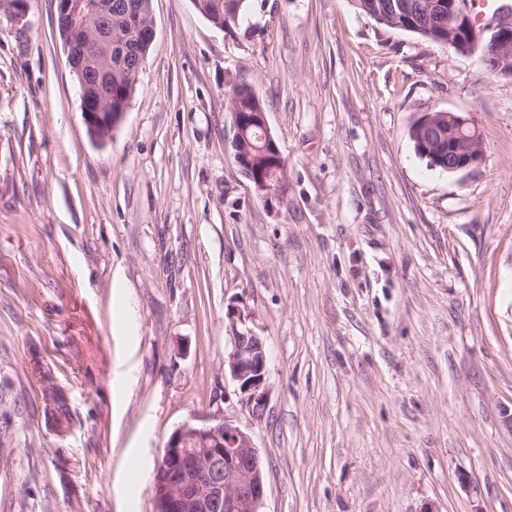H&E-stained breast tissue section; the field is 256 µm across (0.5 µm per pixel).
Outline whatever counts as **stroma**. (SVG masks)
<instances>
[{
  "label": "stroma",
  "mask_w": 512,
  "mask_h": 512,
  "mask_svg": "<svg viewBox=\"0 0 512 512\" xmlns=\"http://www.w3.org/2000/svg\"><path fill=\"white\" fill-rule=\"evenodd\" d=\"M152 14L101 144L56 0L0 5V512H152L165 441L217 412L260 450L263 512H512V80L355 0ZM234 82L283 200L235 160ZM439 111L481 165L416 153ZM234 301L268 352L258 416L224 375ZM195 8L202 4L205 14L196 10L214 26L220 25V29L229 30L234 28L248 9L249 0H193ZM228 110L233 121L232 112H238V117L245 123L253 124L255 112H266L264 103L255 96L247 83H235L228 91ZM448 116V117H447ZM427 116L415 122L409 130V136L414 144L415 151L428 160L430 166V158L434 160L433 150L430 148V135L433 139L438 136L442 137L443 143L448 145L446 152L448 153V164L444 169L448 172H458L478 166L483 158V153L478 147V132L475 123L470 116L455 115L453 112H435L432 124L434 127H426L424 131L419 132L417 138L413 136V130L418 125L424 124ZM454 119L456 122L452 136H448V127L450 122L448 119ZM452 138V140H451ZM428 152V154H426ZM446 152H440L443 155Z\"/></svg>",
  "instance_id": "1"
}]
</instances>
